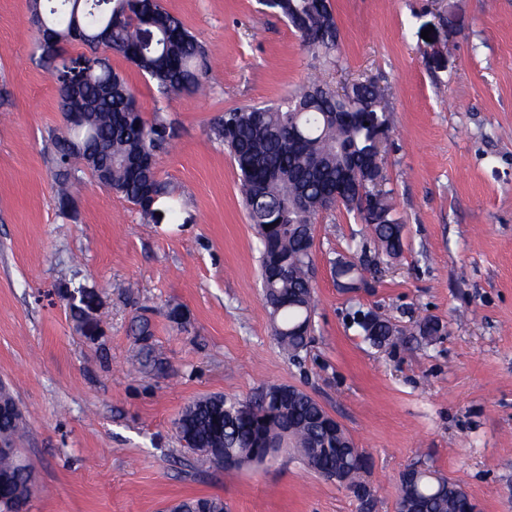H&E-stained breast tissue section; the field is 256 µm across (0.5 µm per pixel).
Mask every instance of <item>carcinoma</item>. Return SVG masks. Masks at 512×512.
I'll return each mask as SVG.
<instances>
[{
	"instance_id": "1",
	"label": "carcinoma",
	"mask_w": 512,
	"mask_h": 512,
	"mask_svg": "<svg viewBox=\"0 0 512 512\" xmlns=\"http://www.w3.org/2000/svg\"><path fill=\"white\" fill-rule=\"evenodd\" d=\"M305 0H262L266 10L286 21ZM307 29L300 31L309 49L333 58L339 30L332 9H310L305 13ZM40 37L50 34L59 43L80 32L78 43L87 52L79 56L80 94L69 96L60 86L62 112L92 110L95 115L74 133L82 151L59 140L57 201L61 211L72 202V188L78 181L76 164L88 154H100L110 168L112 190L139 207L145 216L170 193L160 180L156 164L144 166L141 157H156L170 136L161 120L151 124L142 116L133 88L112 69L105 50L121 53L149 78L162 98L196 93L208 72L207 53L182 22L164 9L159 0H47L35 23ZM155 34L152 45H143L142 32ZM347 98H339L320 80L304 83L287 95L262 106L235 108L224 112L214 128L239 173L240 193L250 223L261 241L260 277L263 296L272 322V335L293 358L307 350L310 337L302 335L315 307L311 282L312 239L307 229L316 216L329 208L326 194L346 180L349 157L376 186L366 206L357 208L362 221L373 231L375 248L396 258L404 250V224L397 215L393 190L385 188L384 157L368 143L366 131L350 123H338L329 115L341 112H375L383 129L390 130L392 116L381 90L373 83L358 82L349 87ZM299 124L303 143L288 144V129ZM336 285L348 292L362 278L361 267L339 255L331 261ZM352 323L371 345H394L406 335L389 320L372 310L356 309ZM441 331L432 317L415 322L410 332L429 342ZM324 407L309 394L292 386L270 385L249 398L210 396L187 406L175 422L191 450L224 466V458L238 463H262L253 455L261 436L277 445L288 438L295 447L313 452L311 467L318 474L339 471L344 486L364 484L368 456L343 433L327 437L315 418ZM21 415L0 417V437L17 445L25 433ZM29 467L21 457L0 452V512H17L31 495ZM403 495L398 512L409 507L416 512H458L468 502L465 487L437 477L430 468H418L399 479ZM177 512H224L217 497H192L175 505Z\"/></svg>"
}]
</instances>
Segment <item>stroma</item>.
I'll list each match as a JSON object with an SVG mask.
<instances>
[{"mask_svg": "<svg viewBox=\"0 0 512 512\" xmlns=\"http://www.w3.org/2000/svg\"><path fill=\"white\" fill-rule=\"evenodd\" d=\"M160 3L203 43L209 73L205 93L166 102L108 54L144 119L170 127L157 172L172 193L147 220L86 171L61 214L59 84L32 55L31 0H0V380L28 425L27 512H165L186 497L221 498L224 512H360L292 449L227 472L186 448L174 422L188 405L267 384L304 390L341 422L370 458L376 512H397L399 476L418 461L460 481L479 512H512V0H332L334 64L258 0ZM318 75L384 88L406 240L345 293L331 261L371 231L344 207L319 213L314 331L293 360L271 334L260 242L213 128ZM84 294L81 323L70 299ZM358 308L445 329L376 348L350 324Z\"/></svg>", "mask_w": 512, "mask_h": 512, "instance_id": "35a3bbf8", "label": "stroma"}]
</instances>
